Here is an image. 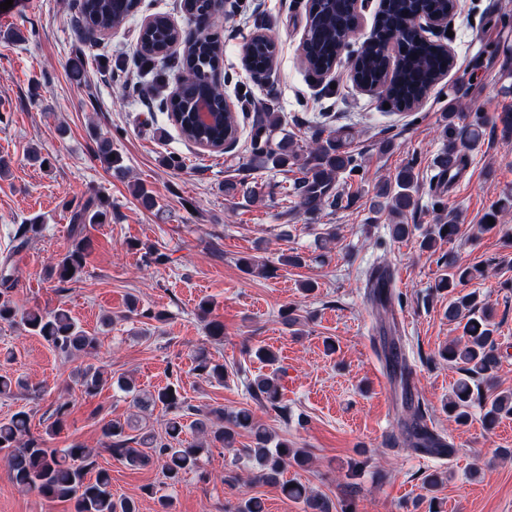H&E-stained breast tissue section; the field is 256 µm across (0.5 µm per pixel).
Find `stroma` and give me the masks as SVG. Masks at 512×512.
Returning a JSON list of instances; mask_svg holds the SVG:
<instances>
[{
  "label": "stroma",
  "mask_w": 512,
  "mask_h": 512,
  "mask_svg": "<svg viewBox=\"0 0 512 512\" xmlns=\"http://www.w3.org/2000/svg\"><path fill=\"white\" fill-rule=\"evenodd\" d=\"M307 0H227L224 11V95L235 105L240 133L235 146L210 152L183 139L157 102L175 88L176 70L145 96L124 91L127 76L110 71L111 59L132 57L139 29L164 13L179 28L187 19L180 0H141L124 26L77 36L79 0H13L0 10V33L21 31L18 43L0 40V258L10 257L12 297L20 309L62 307L87 334L97 337L92 353L67 358L19 324L0 322V374L22 377L27 386L0 398V421L16 411L30 415L31 431L46 435L55 403L73 409L63 429L47 437L51 448L77 443L91 449L112 477V493L134 499L139 512H157L168 497L171 512H234L244 496L261 500L264 512H303L279 485L254 481L256 464L239 455L251 445L247 432L236 450L212 448L199 471L167 485L158 464L131 467L104 449L106 421L138 422L164 434V412L140 415L113 378H129L141 391L175 385L201 410L248 408L274 439L311 455L307 467H288L296 480L335 505L334 512H512V418L485 429L480 418L457 426L444 404L460 373L440 353L462 331L446 315L448 294L437 286L448 255L478 266L482 278L469 282L492 307L502 364L499 389L512 391V210L497 226L481 231L497 201L512 195V130L497 123L512 112V0H460L448 30L432 41L448 46L453 68L409 111L386 107L380 91L358 87L351 77L353 53L319 76L301 61ZM267 25L278 42L270 77L246 70L242 45ZM279 112L290 140L304 145L343 129L361 168L339 175L335 206L309 216L297 206L292 185L297 168L279 171L252 155L250 130L258 102ZM463 106L464 116L488 121L478 141L460 145L467 166L454 186L438 183L437 159L448 150L443 127ZM107 137L120 156L116 174L94 153ZM38 152L48 161L29 159ZM182 159L179 168L163 165ZM413 166L417 206L405 213L416 234L392 240L394 218L381 182ZM158 198L148 211L134 198V183ZM235 191L225 193V183ZM110 204L108 223L90 228L91 248L78 281L47 278L46 267L74 244L71 208L91 194ZM457 216L460 232L435 251L419 248L418 232L437 218ZM41 233L16 249L20 224ZM165 254L145 264L142 248ZM299 254L301 265L280 257ZM252 259L245 270L242 259ZM380 265L394 272L389 310L402 336L401 351L416 369L414 391L427 421L452 451L422 456L403 444L396 408L400 390L382 358L380 322L364 292L362 273ZM313 291H304V283ZM224 324L223 341H213L196 316L200 300ZM165 313L162 321L130 314V304ZM294 309L298 324L283 322ZM262 345L278 356L281 403L287 414L250 398L246 379L264 368L245 356ZM205 349L224 363V382L199 377L192 356ZM100 368L109 382L86 394L77 373ZM443 474L429 490L425 475ZM0 512H73L59 502L19 488L0 466Z\"/></svg>",
  "instance_id": "1"
}]
</instances>
